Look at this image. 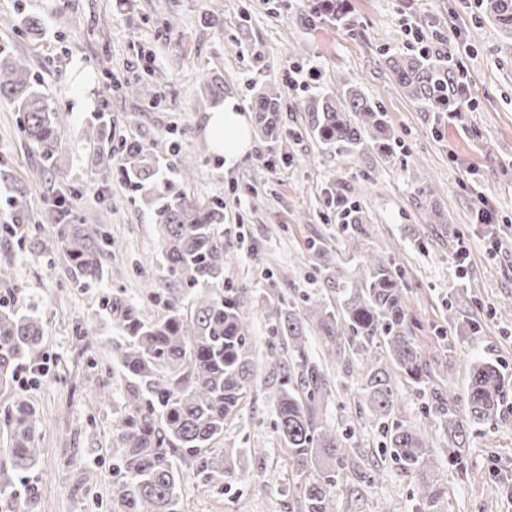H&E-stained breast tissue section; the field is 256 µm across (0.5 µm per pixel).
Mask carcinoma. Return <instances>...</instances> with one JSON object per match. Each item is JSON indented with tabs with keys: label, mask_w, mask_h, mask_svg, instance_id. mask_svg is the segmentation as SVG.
<instances>
[{
	"label": "carcinoma",
	"mask_w": 512,
	"mask_h": 512,
	"mask_svg": "<svg viewBox=\"0 0 512 512\" xmlns=\"http://www.w3.org/2000/svg\"><path fill=\"white\" fill-rule=\"evenodd\" d=\"M483 14L497 27L512 31V0H480ZM313 12L355 27L344 0H314ZM388 67L405 95L426 112L464 110L469 95L456 93L463 74L445 57L430 51L393 55ZM283 86L270 83L250 98L255 120L275 154L288 159V133L282 126ZM0 98L18 112L16 125L34 145L41 164L32 179L64 167L57 148L61 113L52 109L37 89L27 60L0 49ZM305 129L321 144L338 150L364 152L377 147L391 159L395 150L386 136L385 112L355 87L343 93L319 92L302 104ZM120 156L129 183L151 205L158 226L162 258L176 288L155 296L159 318L149 320L143 309L120 293L101 299V309L120 338L113 341L110 361L121 376L123 415L113 436L112 472L115 476L111 512H180L181 477L174 458L188 459L196 475L210 480L232 478L234 473L216 465L208 455L210 444L224 435L233 421L254 377V349L249 336L251 315L243 301L244 289L224 287V201L201 202L185 187L199 174L197 161L184 156L179 180L159 181L156 165L144 144L123 141L102 148L96 167L112 170ZM25 187L13 198L15 222L0 225V241L28 240L43 252L60 247L72 271V283L85 287L100 281L112 257L113 241L100 224L74 213L71 198L58 191L42 218L26 207ZM351 190L336 187V208L349 225L348 246L355 256L352 280L340 286L336 310L319 298L304 295L301 302L282 304L277 310L275 332L286 340L287 356L271 360L278 384L275 407L277 433L293 469L306 472L320 460L330 468L317 479L288 484V493L299 496L302 512H334L336 485L343 482L347 449L335 430L323 420V406L331 394L323 368L308 352L307 325L313 324L340 351L351 337L364 347L377 342L387 357L371 361L363 376L367 409L380 419L391 417L397 378L404 376L427 387L422 353L411 336L399 265L394 258L364 251L367 236L363 211L349 201ZM53 224L51 236L34 238L32 225ZM43 338L35 319L0 305V388L12 385L17 367L34 362ZM508 380L497 365L479 362L469 370L466 416L435 392L434 407L444 418L448 447L463 448L468 428L498 412ZM11 470L32 467L40 453L36 440L34 407L17 399L7 416ZM392 456L406 472H419L422 482L416 496L417 512H437L442 488L428 475L435 470V454L426 435L402 421L393 423ZM16 498L12 474L0 472V501L7 507Z\"/></svg>",
	"instance_id": "obj_1"
}]
</instances>
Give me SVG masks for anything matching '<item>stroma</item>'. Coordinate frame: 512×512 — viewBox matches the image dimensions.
<instances>
[{"label":"stroma","mask_w":512,"mask_h":512,"mask_svg":"<svg viewBox=\"0 0 512 512\" xmlns=\"http://www.w3.org/2000/svg\"><path fill=\"white\" fill-rule=\"evenodd\" d=\"M356 31L314 17L312 0H0V16L35 19L24 35L0 27V47L27 57L35 78L63 115L58 145L63 172L31 183L39 152L20 136L12 105L0 100V218L17 184L28 186L30 213H42L50 193L71 190L79 213L99 219L115 243L105 276L84 288L72 285L62 251L42 253L26 244L0 249L11 265L17 310L40 318L44 339L36 351L45 366L40 383L0 391V467L9 468L4 418L17 397L37 411L40 455L16 473L15 485L35 489L32 512H108L112 498V434L123 407L120 379L107 361L116 336L101 313V299L123 290L157 317V294L170 276L159 251L152 209L124 182L119 169L95 167L100 145L135 139L151 149L159 175L177 178L182 155L199 163L188 186L195 198L224 201V240L232 254L225 285L246 287L255 348L256 378L238 417L209 453L216 461L236 449L250 456L236 479L196 478L188 460H177L182 512H300L283 488L292 478L277 431L271 353L279 298L318 294L328 306L354 263L331 197L338 181L353 190L366 217L365 250L397 259L403 272L412 336L429 372V387L397 383L394 419L424 432L436 455L446 493L440 512H512V390L493 419L472 426L459 456L448 454V436L432 404V391L464 400L471 364L490 361L512 379V33L491 23L477 0H349ZM219 24L207 21L208 13ZM429 20L425 39L433 51L452 53L472 89L461 121L426 112L396 86L385 55L415 51L408 29ZM153 53L168 86L145 78L134 92L110 88L98 59L122 73L127 61ZM316 70L319 86L360 87L387 115L396 155L326 150L304 130L301 90L286 93L284 122L292 129L287 162H270L260 134L234 164L213 152L205 133L211 102L206 85L224 80L225 96L248 110L253 90ZM109 105L112 121L99 120ZM137 113L126 124L125 113ZM430 187L440 215L432 217L419 187ZM497 214L500 251L486 249L474 225L479 200ZM468 247V268L453 254ZM86 337H78V328ZM312 355L331 381L323 418L366 477L350 476L336 491V512H415L417 474L402 471L386 448V421L366 410L359 374L369 359L360 344L342 356L318 330L309 333ZM112 391L110 402L98 399Z\"/></svg>","instance_id":"35a3bbf8"}]
</instances>
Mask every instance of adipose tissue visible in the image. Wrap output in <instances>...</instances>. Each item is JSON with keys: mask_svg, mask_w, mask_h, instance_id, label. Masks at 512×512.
Masks as SVG:
<instances>
[{"mask_svg": "<svg viewBox=\"0 0 512 512\" xmlns=\"http://www.w3.org/2000/svg\"><path fill=\"white\" fill-rule=\"evenodd\" d=\"M207 130L212 148L222 153L227 163H235L251 147L248 118L235 100H225L222 107L210 113Z\"/></svg>", "mask_w": 512, "mask_h": 512, "instance_id": "1", "label": "adipose tissue"}]
</instances>
